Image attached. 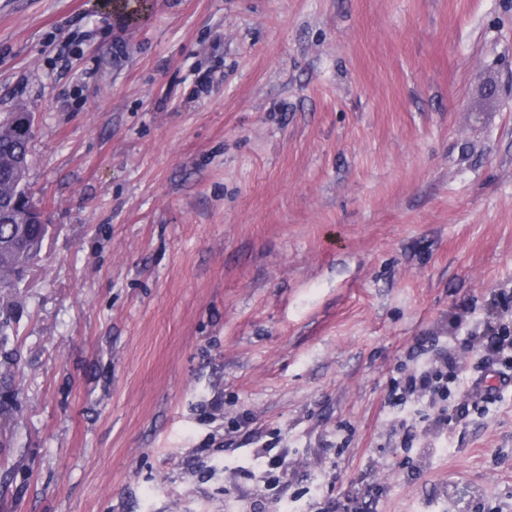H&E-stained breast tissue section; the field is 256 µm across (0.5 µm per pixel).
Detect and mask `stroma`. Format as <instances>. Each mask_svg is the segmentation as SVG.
<instances>
[{"mask_svg": "<svg viewBox=\"0 0 512 512\" xmlns=\"http://www.w3.org/2000/svg\"><path fill=\"white\" fill-rule=\"evenodd\" d=\"M20 105L0 512H512V386L388 403L512 335V0H0ZM11 192L14 195L15 206L11 209H2L3 218L9 223H0V268L14 270L18 265L33 264L39 256V252L23 254L22 239L24 233L41 231L42 226L34 224H44L45 220L41 209L24 203L26 199L23 189L15 185ZM448 368L450 369V379L454 383L458 380V374L454 370L456 361L447 352L426 365L416 368L401 382L394 379L395 389H400L402 385L401 389L411 395L425 396L432 394L434 397L446 401L448 399ZM274 449L276 448H256L253 451L254 456L268 459L267 465L269 469L266 474V483L269 485H278L280 483V479L283 478V475L288 468L284 457L281 456L278 451L272 454Z\"/></svg>", "mask_w": 512, "mask_h": 512, "instance_id": "35a3bbf8", "label": "stroma"}]
</instances>
